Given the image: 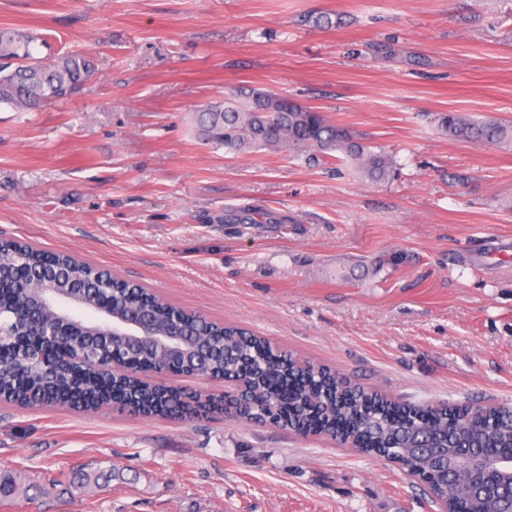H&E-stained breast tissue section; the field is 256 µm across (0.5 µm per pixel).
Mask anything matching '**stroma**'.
Returning a JSON list of instances; mask_svg holds the SVG:
<instances>
[{"label":"stroma","instance_id":"stroma-1","mask_svg":"<svg viewBox=\"0 0 512 512\" xmlns=\"http://www.w3.org/2000/svg\"><path fill=\"white\" fill-rule=\"evenodd\" d=\"M0 27L96 72L0 105V236L65 251L389 398L512 407V150L441 113L512 121V0H0ZM246 85L396 162L385 183L204 144L193 112ZM276 216L233 224V214ZM78 465L123 479L64 490ZM50 486L10 512H437L397 466L244 423L0 403V471ZM438 126L448 133V138L482 146L512 148V122L494 118H474L460 112L438 116Z\"/></svg>","mask_w":512,"mask_h":512}]
</instances>
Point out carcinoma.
Segmentation results:
<instances>
[{"label": "carcinoma", "mask_w": 512, "mask_h": 512, "mask_svg": "<svg viewBox=\"0 0 512 512\" xmlns=\"http://www.w3.org/2000/svg\"><path fill=\"white\" fill-rule=\"evenodd\" d=\"M38 37L15 27H0V105L17 112L72 96L93 76L90 55L70 50L47 60L38 52ZM448 138L482 146L512 148V122L448 112L438 116ZM197 132L205 143L237 153L266 150L310 160L340 153L356 172L372 181L395 173L392 156L357 141L345 127L322 112L290 102L281 95L252 88L233 103L213 101L197 111ZM53 279L62 292L87 311L108 310L116 317H137L152 334L175 332L183 349L210 348L208 372L213 378L246 380L235 398L237 417L250 423L273 418L299 433L318 430L344 436L360 452L392 456L402 468L430 484L434 496L448 500V512H512V497L481 498L458 482L447 458L493 448H512V408L508 406H411L354 386L329 368L316 367L271 346L264 338L207 319L166 302L143 285L112 275L68 253H50L0 238V322L14 331L10 343L16 364L0 369V401L37 407L54 404L83 411L110 402L133 415L192 418L220 406L216 397L92 375L82 364H66L44 373L49 359L44 342L31 339L54 319L51 309L32 299V289ZM57 328L74 344L83 341L91 321L65 314ZM428 439L448 455L430 465L412 451ZM120 471L80 470L64 474L62 483L79 488L105 487ZM21 493L17 478L0 473V499Z\"/></svg>", "instance_id": "1"}]
</instances>
